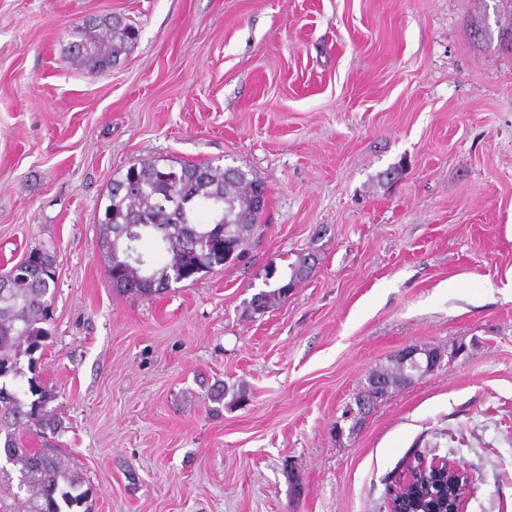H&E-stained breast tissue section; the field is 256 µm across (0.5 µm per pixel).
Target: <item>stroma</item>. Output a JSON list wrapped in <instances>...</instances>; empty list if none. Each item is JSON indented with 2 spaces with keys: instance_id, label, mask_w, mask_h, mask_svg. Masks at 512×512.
Segmentation results:
<instances>
[{
  "instance_id": "stroma-1",
  "label": "stroma",
  "mask_w": 512,
  "mask_h": 512,
  "mask_svg": "<svg viewBox=\"0 0 512 512\" xmlns=\"http://www.w3.org/2000/svg\"><path fill=\"white\" fill-rule=\"evenodd\" d=\"M106 15L136 45L71 66ZM510 31L505 0H0V275L55 258L36 372L90 512H377L417 448L475 475L467 512H512ZM141 160L256 174L249 263L117 291L100 220ZM408 344L460 354L337 434ZM216 382L245 402L210 401ZM311 263H308V259H311ZM314 266V255L308 253L304 255L297 262L290 264L288 278L278 279L275 283L267 286L272 288L270 290H262L254 294L249 301V307L253 313L263 314L269 309L276 301L285 300L288 297V293L292 290L288 288H295L297 283L306 278L311 272Z\"/></svg>"
}]
</instances>
